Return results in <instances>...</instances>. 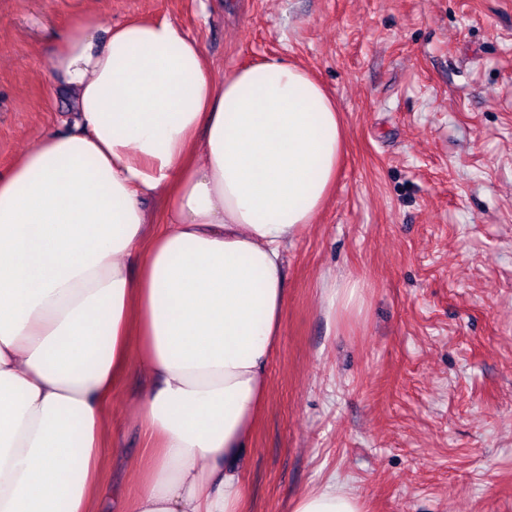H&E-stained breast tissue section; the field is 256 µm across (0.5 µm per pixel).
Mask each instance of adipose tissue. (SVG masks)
Masks as SVG:
<instances>
[{"instance_id":"obj_1","label":"adipose tissue","mask_w":512,"mask_h":512,"mask_svg":"<svg viewBox=\"0 0 512 512\" xmlns=\"http://www.w3.org/2000/svg\"><path fill=\"white\" fill-rule=\"evenodd\" d=\"M48 73L75 112L0 176V512H97L127 367L151 455L123 512H240L268 398L285 247L325 206L344 131L304 68L215 78L167 19L81 11ZM164 195L159 226L146 199ZM292 512H362L328 485Z\"/></svg>"}]
</instances>
